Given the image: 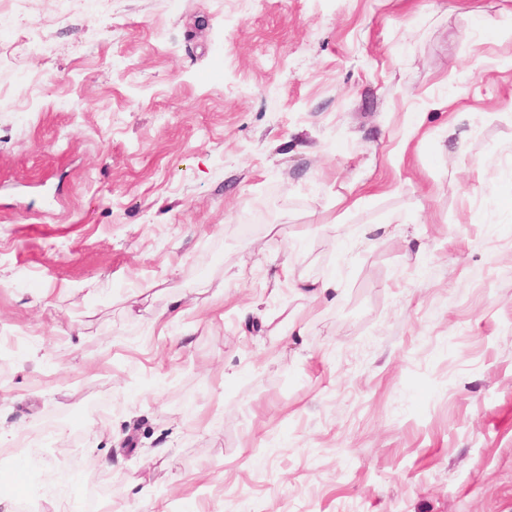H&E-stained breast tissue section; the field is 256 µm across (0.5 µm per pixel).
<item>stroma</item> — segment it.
Here are the masks:
<instances>
[{
	"mask_svg": "<svg viewBox=\"0 0 512 512\" xmlns=\"http://www.w3.org/2000/svg\"><path fill=\"white\" fill-rule=\"evenodd\" d=\"M0 14V512H512V0Z\"/></svg>",
	"mask_w": 512,
	"mask_h": 512,
	"instance_id": "35a3bbf8",
	"label": "stroma"
}]
</instances>
